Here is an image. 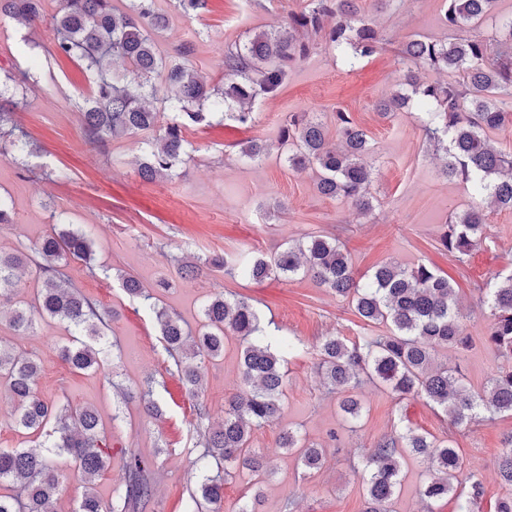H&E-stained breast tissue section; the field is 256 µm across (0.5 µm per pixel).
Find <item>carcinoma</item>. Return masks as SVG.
I'll return each mask as SVG.
<instances>
[{"label": "carcinoma", "mask_w": 512, "mask_h": 512, "mask_svg": "<svg viewBox=\"0 0 512 512\" xmlns=\"http://www.w3.org/2000/svg\"><path fill=\"white\" fill-rule=\"evenodd\" d=\"M209 0H173L183 17L193 19L208 10ZM496 0H444L442 23L448 37L409 39L397 49L402 90L380 101L377 109L388 114L412 107L424 117L425 142L447 155L442 175L465 184L478 203L448 224L440 245L461 259L471 254L486 228L483 200L499 210H512V155L488 145L487 133L498 129L512 110V16L498 20L500 37L485 39L468 34L484 23ZM0 16L25 23L41 19V0H0ZM170 24L168 12L155 0H129L127 10L112 8V0H61L52 16L53 51L81 61L94 76L91 95L80 106L87 141L103 145L114 137L143 133L146 151L140 175L146 181L171 177L183 164L189 141L185 131L209 124L217 116L240 126L255 122L254 108L263 98L276 95L288 78V67L320 48L343 54L352 69L357 60L379 54L387 39L361 13L357 0H307L290 12L274 31L260 30L248 41L224 52L221 85L210 83L187 64L194 42H184L163 55L156 38ZM120 59L123 72H111ZM448 74L446 81L421 83L417 72ZM16 92L0 81V149L22 153L27 134L12 122L11 112L22 107ZM337 144L330 145V128ZM280 145L288 149V163L296 169L314 166L319 171L318 192L348 200L361 213L372 210L370 187L373 169L366 133L349 114L336 111L326 120L311 112H290L280 129ZM82 262L94 271V250L85 233L65 227L56 219L51 233L38 243L11 252L0 250V303L13 304L10 322L21 335H34L35 316L47 315L67 323L71 340L61 348L62 358L76 371L102 366L94 347L105 336L112 309L83 293L71 281L66 267ZM34 264L42 278L35 303L15 299V272ZM240 273L262 281L275 273L291 279L301 273L320 285L350 298L366 321L391 327L387 336H364L349 341L327 336L317 345L316 364L332 391L345 393L363 380H378L400 397L419 396L440 408L452 425L493 420L512 415V366L501 368L478 391L467 387L459 370L432 367V351L466 341L464 316L455 308V290L448 277L421 263L411 268L396 264L378 267L360 282L345 246L337 238L310 235L304 241L265 258L244 259ZM124 292L153 310L179 378L199 395L203 365L221 355L224 336L230 333L253 341L242 351V386L224 398V422L204 425L207 406L197 404L194 447L196 462L216 464L191 493L184 512H218L224 501V479L237 468L259 475L269 461L249 447L251 430L273 425L279 418L286 346L267 338L253 305L245 298L218 295L205 307V330L190 336L180 319L150 303L152 294L132 275L122 277ZM481 304L489 309L487 342L506 361H512V274L482 287ZM40 362L0 345V389L14 403L15 428L38 440L36 448H0V512H58L64 475L54 458L64 457L77 469L83 493L75 512H116L95 493V482L109 467L97 410L90 406L59 405L39 390ZM155 380L141 384L140 399L150 416L160 412L153 399ZM281 445L300 447L292 432ZM302 448V447H300ZM422 458L435 471L421 495L426 512L448 500L455 512H478L485 494L482 482L463 475L456 448L406 426L380 440L364 456L368 472L367 512H389L400 485L402 461ZM304 465L312 470L326 460L324 450L305 446ZM502 480L512 486V435L497 463ZM154 465L135 452L125 466L121 510L135 508L152 495Z\"/></svg>", "instance_id": "carcinoma-1"}]
</instances>
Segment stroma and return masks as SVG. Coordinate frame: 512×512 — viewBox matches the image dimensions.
I'll return each mask as SVG.
<instances>
[{
	"label": "stroma",
	"instance_id": "35a3bbf8",
	"mask_svg": "<svg viewBox=\"0 0 512 512\" xmlns=\"http://www.w3.org/2000/svg\"><path fill=\"white\" fill-rule=\"evenodd\" d=\"M303 4L209 0L206 13L187 19L174 13L171 0H158L172 14L158 47L167 54L194 41L191 65L216 78L228 47L253 32L278 28ZM362 5L388 38L385 51L360 59L352 70L334 52L312 54L291 66L276 96L257 106L254 125L215 121L190 128L185 133L193 147L189 158L175 176L152 182L138 174L141 135L113 138L102 147L84 139L78 104L89 95L92 80L82 62L47 52L49 26L0 20V75L32 76L27 104L13 115L29 135L31 150L0 154V197L11 201L16 218L14 225L0 228V250L38 241L50 232L52 214H61L90 234L96 252L94 272L74 262L72 278L117 313L102 344L100 370L75 371L59 357L70 331L50 318L39 320L35 335L23 336L13 330L8 314L0 313V343L38 354L39 390L45 398L97 409L112 455L95 484L103 501L114 500L123 486L125 458L132 451L153 461L157 473L153 496L136 512H182L191 488L203 479L185 453L194 442L198 399L171 374L154 314L123 291L125 274L148 288L167 281L168 289L156 290V304L178 315L190 332L202 327L204 307L215 295L233 294L249 299L269 332L295 345L283 365L280 417L250 436V447L266 455L270 470L260 476L240 472L225 482L223 512H241L252 503L258 512H365L363 458L405 425L457 449L466 473L484 485L480 512H490L495 499L512 493L497 469L502 441L512 433V416L455 427L426 399L397 396L375 381L357 391L363 406L359 419L340 410V394L330 392L313 370L317 344L331 335L355 340L388 332L385 325L359 317L349 299L308 276L258 284L230 268L206 267L191 279L178 268V257L186 254L202 259L215 251L235 261L326 234L339 237L361 275L386 263L429 262L453 284L470 336L467 347L437 348L436 362L459 368L478 390L503 366V357L485 338L488 312L478 303V287L512 273V211L486 208V239L465 261L445 252L439 239L446 224L469 209L473 198L463 184L442 176V156L425 143L412 111L385 115L376 109L380 99L400 87L397 45L416 36H446L441 0H393L385 8L379 0H362ZM339 109L349 112L371 145L373 208L364 215L344 199L318 193L317 169H292L279 146L288 113L329 116ZM252 140L270 148L257 161L240 152L242 143ZM241 348L239 337L226 336L223 355L206 364L201 400L210 423L223 421L224 398L240 385ZM148 377L156 380L154 397L162 408L157 417L147 416L136 396ZM288 431L302 444L324 449L321 469H306L298 451L281 448L280 436ZM428 477L426 462L406 458L392 512H424L420 490Z\"/></svg>",
	"mask_w": 512,
	"mask_h": 512
}]
</instances>
